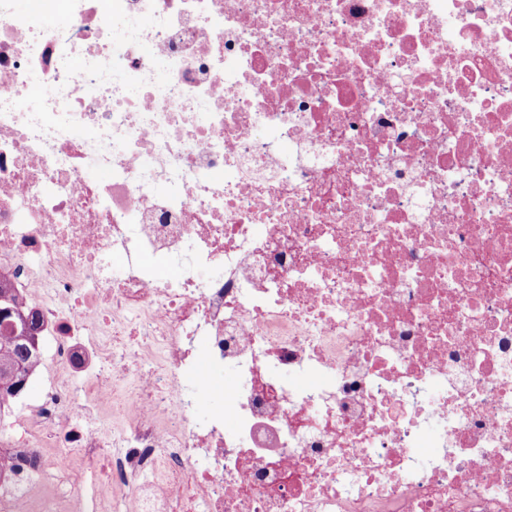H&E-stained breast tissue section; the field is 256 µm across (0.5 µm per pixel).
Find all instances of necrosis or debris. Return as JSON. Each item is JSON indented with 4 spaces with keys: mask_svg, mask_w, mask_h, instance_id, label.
Instances as JSON below:
<instances>
[{
    "mask_svg": "<svg viewBox=\"0 0 512 512\" xmlns=\"http://www.w3.org/2000/svg\"><path fill=\"white\" fill-rule=\"evenodd\" d=\"M16 12L0 286L55 355L0 512L60 455L96 512H512V0ZM206 385L203 388L204 400L201 404L203 412L215 408H224L226 402L224 386L233 378V371L230 367L224 366V372L207 373L203 371Z\"/></svg>",
    "mask_w": 512,
    "mask_h": 512,
    "instance_id": "necrosis-or-debris-1",
    "label": "necrosis or debris"
}]
</instances>
